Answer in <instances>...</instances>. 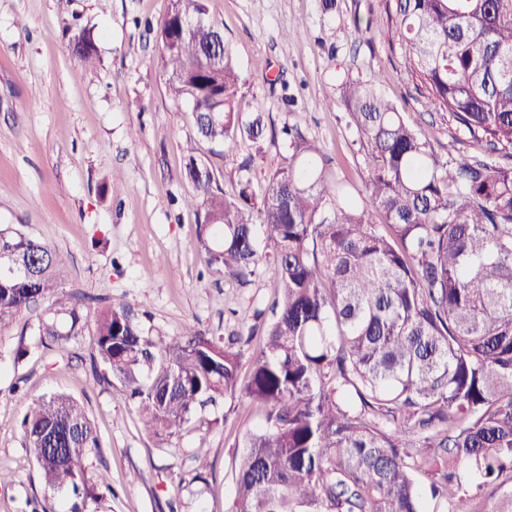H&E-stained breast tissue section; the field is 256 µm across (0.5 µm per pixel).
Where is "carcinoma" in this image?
Returning <instances> with one entry per match:
<instances>
[{"instance_id": "obj_1", "label": "carcinoma", "mask_w": 512, "mask_h": 512, "mask_svg": "<svg viewBox=\"0 0 512 512\" xmlns=\"http://www.w3.org/2000/svg\"><path fill=\"white\" fill-rule=\"evenodd\" d=\"M405 65L478 144L489 165L448 162L374 83L346 80L340 98L368 180L359 189L318 166L321 147L295 125L286 155L255 190L252 166L266 121L241 110L247 80L206 0H171L158 29L168 89L191 107L197 137L223 151L247 143L238 191L212 162L188 156L199 196L198 249L215 272L239 278L272 258L280 296L264 347L241 379L243 337L188 326L152 336L120 303L95 307L97 381L112 377L157 437L209 407L255 405L227 512H512V0H391ZM72 53L97 58L93 38ZM368 194L382 225L359 198ZM273 242L261 249L256 227ZM39 257L28 282L0 276V332L34 315L41 344L65 349L88 328L86 298L64 293L56 249L0 224V266ZM27 447L60 512H84L112 494L88 475L99 436L84 406L56 393L21 420Z\"/></svg>"}]
</instances>
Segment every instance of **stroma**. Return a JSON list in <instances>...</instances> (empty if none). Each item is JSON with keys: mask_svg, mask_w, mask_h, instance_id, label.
<instances>
[{"mask_svg": "<svg viewBox=\"0 0 512 512\" xmlns=\"http://www.w3.org/2000/svg\"><path fill=\"white\" fill-rule=\"evenodd\" d=\"M209 18L248 84L246 112L269 127L299 124L324 148L338 179L360 186L364 155L339 86L378 82L382 93L442 160L458 154L494 164L434 110L387 36V0H207ZM170 0H0V224H18L59 251L68 290L148 309L153 333L193 325L225 338L255 325L277 291L273 263L247 279L206 267L198 249L196 190L183 148L195 135L191 108L167 93L156 32ZM93 35L98 56L84 65L71 36ZM92 332L63 350L41 346L34 317L0 333V512H52L18 420L53 393L84 404L100 430L90 475L109 473L114 494L101 512H225L244 433L258 410L210 408L172 441L155 437L119 384L94 379ZM206 451L212 470L198 476Z\"/></svg>", "mask_w": 512, "mask_h": 512, "instance_id": "35a3bbf8", "label": "stroma"}]
</instances>
